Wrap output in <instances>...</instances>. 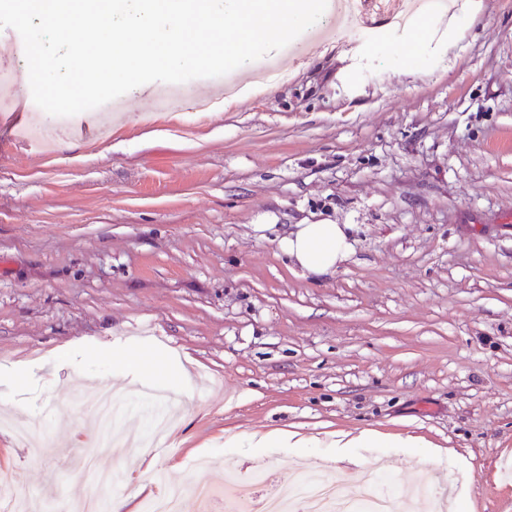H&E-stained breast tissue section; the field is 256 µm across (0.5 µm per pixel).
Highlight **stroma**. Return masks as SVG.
<instances>
[{"instance_id":"stroma-1","label":"stroma","mask_w":512,"mask_h":512,"mask_svg":"<svg viewBox=\"0 0 512 512\" xmlns=\"http://www.w3.org/2000/svg\"><path fill=\"white\" fill-rule=\"evenodd\" d=\"M456 43L448 15L399 56L404 0H358L365 35L312 32L271 57L284 80L203 112L144 113L151 82L120 96L106 137L77 116L45 150L0 114V417L27 423L84 382L125 388L122 431L150 433L116 358L186 375L191 404L142 456L98 447L73 406L32 441L0 427V474L69 512L95 485L63 449L121 472L129 512L149 479L204 481L224 512L228 468L282 485L304 462L355 484L368 461L431 484L446 512H512V0H479ZM352 225L335 273L278 249L299 224ZM290 430L413 436L423 448H255Z\"/></svg>"}]
</instances>
